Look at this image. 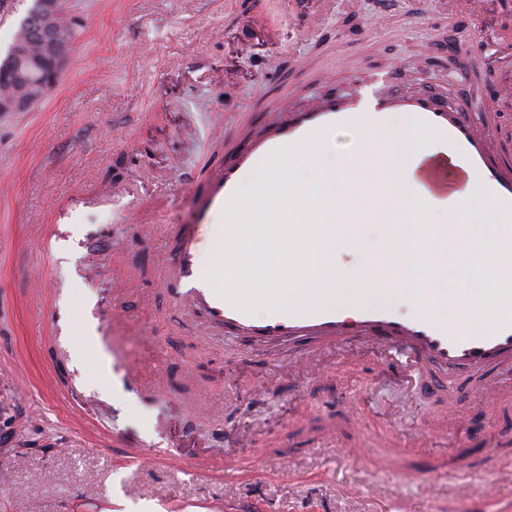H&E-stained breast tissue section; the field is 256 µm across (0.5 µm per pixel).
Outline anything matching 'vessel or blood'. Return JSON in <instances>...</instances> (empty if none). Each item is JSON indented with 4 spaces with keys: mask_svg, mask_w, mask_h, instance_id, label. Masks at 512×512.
Masks as SVG:
<instances>
[{
    "mask_svg": "<svg viewBox=\"0 0 512 512\" xmlns=\"http://www.w3.org/2000/svg\"><path fill=\"white\" fill-rule=\"evenodd\" d=\"M499 106V97L491 96L476 109L465 111L432 96L410 97L385 88L369 100L357 92L304 111L284 101L283 121L270 135L240 146L225 160L219 178L201 186L185 184L193 211L190 220L180 219L172 226L177 246L170 259L169 286L176 304L199 315L216 332L241 338L246 350L289 336L337 337L344 342L358 337L363 344L379 348L383 356L397 360L400 370L422 387L432 367L451 385L489 368L495 369L503 382L512 384V319L494 332L479 329L452 334L446 324L423 313L401 314L361 306L340 316L330 311V299L323 293L304 303L288 295L271 312L258 316L239 310L220 296L214 283L205 280V270L198 261L202 230L222 238L225 209L243 174L260 170L271 151L295 144L313 131L376 125L389 112H402L411 122L427 124L429 135L447 146L477 193L491 204L496 219L512 222V175L503 173L512 165V155L490 153L484 140L474 133L477 112H494ZM416 174L422 194L447 191L446 161L420 155ZM338 457L346 463L366 459L386 470L396 465L402 451L391 446L366 449L357 438L351 446L339 449Z\"/></svg>",
    "mask_w": 512,
    "mask_h": 512,
    "instance_id": "b4317fda",
    "label": "vessel or blood"
}]
</instances>
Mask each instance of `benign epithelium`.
I'll return each instance as SVG.
<instances>
[{
  "label": "benign epithelium",
  "instance_id": "benign-epithelium-1",
  "mask_svg": "<svg viewBox=\"0 0 512 512\" xmlns=\"http://www.w3.org/2000/svg\"><path fill=\"white\" fill-rule=\"evenodd\" d=\"M61 19V0H37V6L26 20L28 36L38 45L40 54L27 62L20 57L18 62L25 63L35 84L45 91L55 85L74 38L73 24L63 26ZM34 104L35 99L27 94L23 84L0 95V112L3 114L25 112Z\"/></svg>",
  "mask_w": 512,
  "mask_h": 512
}]
</instances>
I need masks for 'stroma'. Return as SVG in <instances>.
I'll list each match as a JSON object with an SVG mask.
<instances>
[{"mask_svg": "<svg viewBox=\"0 0 512 512\" xmlns=\"http://www.w3.org/2000/svg\"><path fill=\"white\" fill-rule=\"evenodd\" d=\"M450 3L62 0L76 39L56 85L0 116V416L14 421L0 512H221L228 500L243 512H473L488 485L493 512H512L506 467L438 470L484 437L512 450L511 396L435 436L424 419L447 394L412 391L378 350L339 343L309 373L288 367L298 344L242 358L163 287L171 216L191 208L179 182L207 180L227 144L278 118L281 97L305 107L376 76L413 96L498 93L491 49L512 43V0H488L480 26ZM423 48L426 63L411 66ZM128 275L138 290L124 300L122 343L131 362L162 356L177 393L160 407L112 361L113 281ZM263 375L275 396L251 392ZM347 398L368 440H407L401 465L346 463L321 444L331 424L353 439L336 415ZM227 401V413L196 408ZM142 440L175 460L138 462ZM285 453L301 478L275 477ZM228 462L264 475L245 483Z\"/></svg>", "mask_w": 512, "mask_h": 512, "instance_id": "35a3bbf8", "label": "stroma"}]
</instances>
